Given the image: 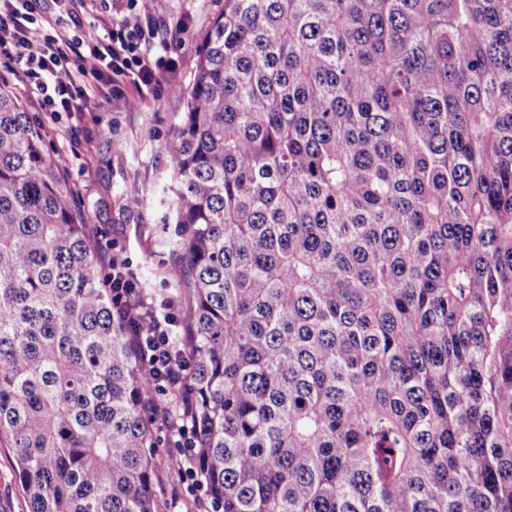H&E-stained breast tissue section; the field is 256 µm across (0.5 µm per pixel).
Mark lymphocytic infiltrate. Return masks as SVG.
I'll return each instance as SVG.
<instances>
[{
	"instance_id": "lymphocytic-infiltrate-1",
	"label": "lymphocytic infiltrate",
	"mask_w": 512,
	"mask_h": 512,
	"mask_svg": "<svg viewBox=\"0 0 512 512\" xmlns=\"http://www.w3.org/2000/svg\"><path fill=\"white\" fill-rule=\"evenodd\" d=\"M39 0H0V61L7 74L34 100L40 111L55 115L78 112L104 85L129 82L137 87L159 83L165 69L163 57L153 50L156 37L173 40L187 28L185 22L157 31H145L123 23L105 34L69 33L60 30L56 18L37 12ZM104 283L112 290V309L130 328L145 332L142 362L149 376H162L158 396L149 406L152 419L174 443L184 459L195 455L196 440L185 415L192 400L185 394L188 362L172 357L173 314H158L141 289L117 282L124 261L119 255L103 256ZM181 395L182 415H172L168 397Z\"/></svg>"
}]
</instances>
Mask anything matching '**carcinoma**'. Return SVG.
I'll list each match as a JSON object with an SVG mask.
<instances>
[{
    "label": "carcinoma",
    "mask_w": 512,
    "mask_h": 512,
    "mask_svg": "<svg viewBox=\"0 0 512 512\" xmlns=\"http://www.w3.org/2000/svg\"><path fill=\"white\" fill-rule=\"evenodd\" d=\"M163 146L214 512H512V0H224ZM0 85V447L156 512L153 388Z\"/></svg>",
    "instance_id": "obj_1"
}]
</instances>
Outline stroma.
Segmentation results:
<instances>
[{
    "instance_id": "1",
    "label": "stroma",
    "mask_w": 512,
    "mask_h": 512,
    "mask_svg": "<svg viewBox=\"0 0 512 512\" xmlns=\"http://www.w3.org/2000/svg\"><path fill=\"white\" fill-rule=\"evenodd\" d=\"M224 0H155V22L174 25L184 20L188 29L163 51L173 58V70L164 72L152 93L138 95L133 86L123 92L99 93L79 112L60 113L45 119L31 98L23 104L47 132L46 145L62 164L61 176L75 192L81 212H98L88 233L99 251H115L149 290V300L160 312L184 318L165 269L174 255L160 244L174 230L170 194L167 190L168 157L162 143L172 132L182 112L184 98L176 89L188 85L197 67L196 44L211 19L220 13ZM135 106H128V99ZM142 198L139 208L127 205L130 194ZM178 452L166 437H159L158 476L155 483L159 512H197L199 493L191 481L180 479L171 469Z\"/></svg>"
}]
</instances>
